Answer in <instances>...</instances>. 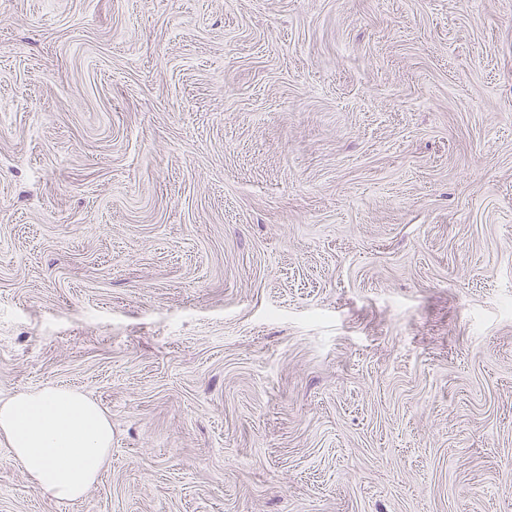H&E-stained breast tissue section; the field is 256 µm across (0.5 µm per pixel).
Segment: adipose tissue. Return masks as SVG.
<instances>
[{"label":"adipose tissue","instance_id":"adipose-tissue-1","mask_svg":"<svg viewBox=\"0 0 512 512\" xmlns=\"http://www.w3.org/2000/svg\"><path fill=\"white\" fill-rule=\"evenodd\" d=\"M0 438L41 492L72 501L102 475L112 421L84 393L45 386L0 400Z\"/></svg>","mask_w":512,"mask_h":512}]
</instances>
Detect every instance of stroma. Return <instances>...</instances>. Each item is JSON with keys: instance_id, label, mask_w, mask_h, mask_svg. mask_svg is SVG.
Masks as SVG:
<instances>
[{"instance_id": "1", "label": "stroma", "mask_w": 512, "mask_h": 512, "mask_svg": "<svg viewBox=\"0 0 512 512\" xmlns=\"http://www.w3.org/2000/svg\"><path fill=\"white\" fill-rule=\"evenodd\" d=\"M76 501L512 512V0H0V399ZM0 437L41 492L72 501L105 469L112 420L84 393L45 386L0 400Z\"/></svg>"}]
</instances>
